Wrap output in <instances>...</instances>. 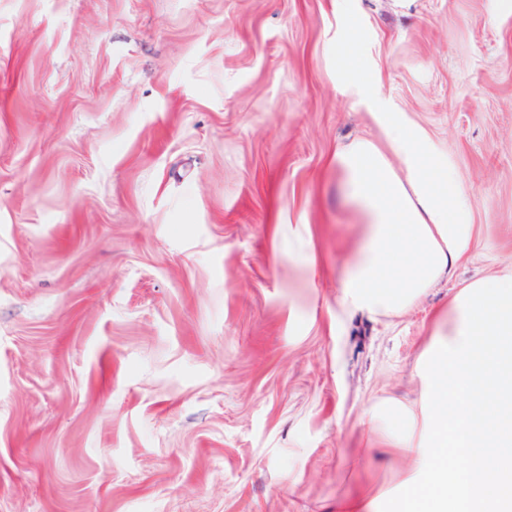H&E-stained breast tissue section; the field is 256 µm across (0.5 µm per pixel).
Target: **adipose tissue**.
Segmentation results:
<instances>
[{
	"instance_id": "1",
	"label": "adipose tissue",
	"mask_w": 512,
	"mask_h": 512,
	"mask_svg": "<svg viewBox=\"0 0 512 512\" xmlns=\"http://www.w3.org/2000/svg\"><path fill=\"white\" fill-rule=\"evenodd\" d=\"M333 158L352 210L348 313L401 315L470 254L471 197L447 151L402 112ZM417 408L387 401L364 424L405 459L396 512H512V262L461 285L415 367Z\"/></svg>"
}]
</instances>
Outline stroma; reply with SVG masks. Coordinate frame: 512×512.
Returning <instances> with one entry per match:
<instances>
[{
  "label": "stroma",
  "mask_w": 512,
  "mask_h": 512,
  "mask_svg": "<svg viewBox=\"0 0 512 512\" xmlns=\"http://www.w3.org/2000/svg\"><path fill=\"white\" fill-rule=\"evenodd\" d=\"M355 19L371 96L332 53ZM378 97L477 226L393 318L336 303L330 159ZM509 260L512 0H0V512H393L363 413L416 398L436 310ZM310 225L292 224L288 227V245H294L292 256L297 264L304 268H313V260L309 252Z\"/></svg>",
  "instance_id": "stroma-1"
}]
</instances>
